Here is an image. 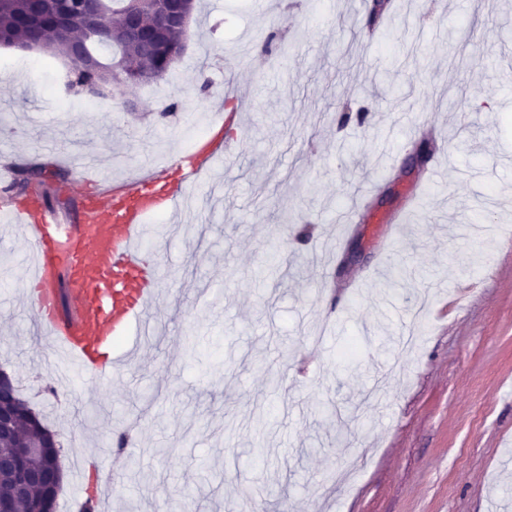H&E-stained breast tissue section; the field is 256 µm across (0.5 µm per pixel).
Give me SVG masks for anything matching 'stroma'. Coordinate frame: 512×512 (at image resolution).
<instances>
[{
    "label": "stroma",
    "mask_w": 512,
    "mask_h": 512,
    "mask_svg": "<svg viewBox=\"0 0 512 512\" xmlns=\"http://www.w3.org/2000/svg\"><path fill=\"white\" fill-rule=\"evenodd\" d=\"M390 2L370 37L372 0H198L168 78L103 99L56 93L67 59L0 45V165H46L63 209L77 158L134 178L238 108L151 246L157 337L112 380L61 371L0 221V369L57 435L60 499L95 473L117 512H512V0ZM425 137L435 174L405 175ZM361 209V205H356L352 208L342 211L337 215L336 224H339L340 232L338 235H336V239L328 244V252L334 253L336 251L337 253L345 236L349 235L351 230L355 228L356 224L354 223Z\"/></svg>",
    "instance_id": "1"
}]
</instances>
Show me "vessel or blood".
<instances>
[{"label":"vessel or blood","instance_id":"1","mask_svg":"<svg viewBox=\"0 0 512 512\" xmlns=\"http://www.w3.org/2000/svg\"><path fill=\"white\" fill-rule=\"evenodd\" d=\"M102 173L93 162L80 165L85 190L72 211L37 196L10 195L12 180L0 174V190L7 194L0 212L23 226L33 247L30 305L54 352L78 373L108 380L120 370L119 359L100 357L109 337L134 333L147 339L154 333L153 307L166 276L148 257V221L185 198L196 173H183L172 191L162 189L166 171L160 168L113 184L111 193L88 192L93 176Z\"/></svg>","mask_w":512,"mask_h":512}]
</instances>
